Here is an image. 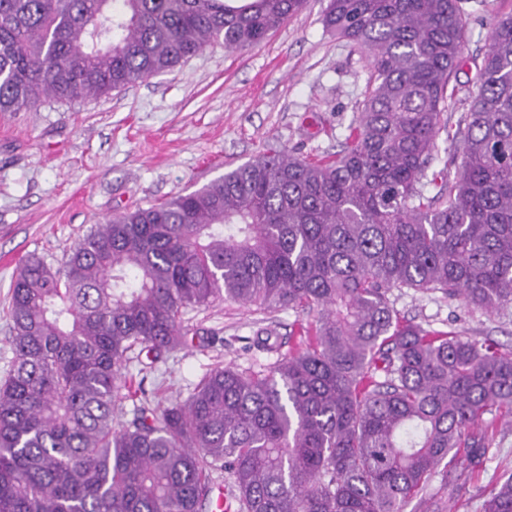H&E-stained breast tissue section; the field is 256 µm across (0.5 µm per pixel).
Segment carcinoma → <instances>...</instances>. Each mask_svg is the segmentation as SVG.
<instances>
[{
  "label": "carcinoma",
  "instance_id": "obj_1",
  "mask_svg": "<svg viewBox=\"0 0 512 512\" xmlns=\"http://www.w3.org/2000/svg\"><path fill=\"white\" fill-rule=\"evenodd\" d=\"M306 0H0V112L104 96L213 43L246 50ZM369 89L343 149L259 155L192 192L92 227L57 268L12 281L15 361L0 383V512H404L448 455L477 464L483 416L512 417V353L400 320L394 288L512 306V15L478 90L444 116L462 62L458 0H328ZM461 141L427 176L436 140ZM439 191L431 193V187ZM315 314L259 372L217 367L185 399L138 397L130 363L188 346L214 302ZM132 418L116 422L123 402ZM482 512H512L504 470Z\"/></svg>",
  "mask_w": 512,
  "mask_h": 512
}]
</instances>
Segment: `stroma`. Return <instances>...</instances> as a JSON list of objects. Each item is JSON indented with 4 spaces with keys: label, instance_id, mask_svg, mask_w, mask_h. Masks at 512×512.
<instances>
[{
    "label": "stroma",
    "instance_id": "1",
    "mask_svg": "<svg viewBox=\"0 0 512 512\" xmlns=\"http://www.w3.org/2000/svg\"><path fill=\"white\" fill-rule=\"evenodd\" d=\"M327 0L304 10L260 45L242 51L215 43L173 71L107 96L67 103L49 98L34 112H0V381L14 363L10 286L18 264L36 256L59 267L92 225L166 202L263 153L288 149L309 159L340 151L367 90L365 53L326 32ZM467 42L446 108L457 124L477 89L476 63L494 21L512 0H460ZM404 319L429 331L490 340L512 351V307L489 314L441 293L395 289ZM186 318L199 343L142 373L148 398L187 397L207 371L231 365L262 370L272 358L251 350L262 327L281 337L309 323L294 310L218 301ZM496 443L483 464L458 458L462 495L449 500L433 477L425 493L440 512H480L504 468H512V424L488 414Z\"/></svg>",
    "mask_w": 512,
    "mask_h": 512
}]
</instances>
